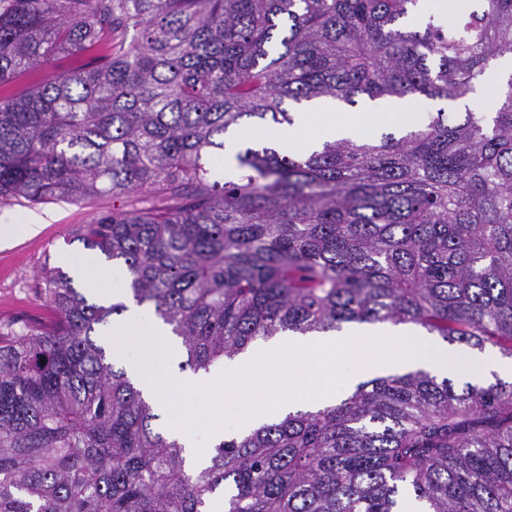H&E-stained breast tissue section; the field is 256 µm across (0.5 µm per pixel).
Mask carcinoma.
Segmentation results:
<instances>
[{
  "mask_svg": "<svg viewBox=\"0 0 512 512\" xmlns=\"http://www.w3.org/2000/svg\"><path fill=\"white\" fill-rule=\"evenodd\" d=\"M133 41H127L128 34ZM94 53L0 103V200L133 203L74 237L208 372L286 332L412 325L512 358V79L493 116L429 112L378 139L210 158L293 124L286 104L458 101L512 55V0H0V83ZM48 324L0 333V512H512V382L424 370L228 437L186 468L99 341L128 306L40 272Z\"/></svg>",
  "mask_w": 512,
  "mask_h": 512,
  "instance_id": "carcinoma-1",
  "label": "carcinoma"
}]
</instances>
